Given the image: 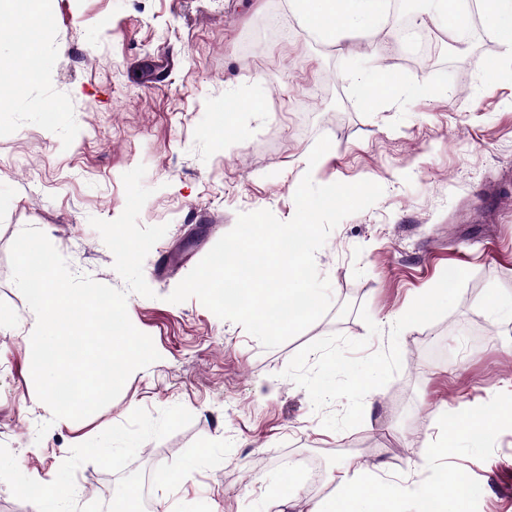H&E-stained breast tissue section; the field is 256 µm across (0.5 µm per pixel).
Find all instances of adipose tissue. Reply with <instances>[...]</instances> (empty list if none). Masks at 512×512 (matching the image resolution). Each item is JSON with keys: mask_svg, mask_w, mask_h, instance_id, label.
<instances>
[{"mask_svg": "<svg viewBox=\"0 0 512 512\" xmlns=\"http://www.w3.org/2000/svg\"><path fill=\"white\" fill-rule=\"evenodd\" d=\"M291 10L319 36L330 43L369 41L381 23L389 0H288ZM46 0H0V9H13L16 17L11 41L12 58L18 81L33 72L31 63L39 59V45L30 34L28 20L44 12ZM360 102L368 108L391 102L404 95L418 96L425 89L422 81L408 84L396 74L381 67L351 76ZM512 418V403L502 405L500 414L488 417L478 413L440 411L438 421L445 438L432 446L433 455L451 457L460 442L478 445L491 438L505 418ZM413 496L406 481L379 476L362 477L358 470L344 469L336 478V494L321 504L318 512H400L407 497ZM456 473L446 474L443 483L429 494L415 498V512H448L450 506H461L468 498Z\"/></svg>", "mask_w": 512, "mask_h": 512, "instance_id": "obj_1", "label": "adipose tissue"}]
</instances>
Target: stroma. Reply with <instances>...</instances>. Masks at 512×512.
I'll use <instances>...</instances> for the list:
<instances>
[{
	"label": "stroma",
	"mask_w": 512,
	"mask_h": 512,
	"mask_svg": "<svg viewBox=\"0 0 512 512\" xmlns=\"http://www.w3.org/2000/svg\"><path fill=\"white\" fill-rule=\"evenodd\" d=\"M408 5L391 0L376 58L321 40L287 0H52L32 28L36 75L0 112V512H34L19 487L51 473L70 484L64 512H114L113 488L145 470L166 475L151 487L157 512H280L271 491L288 478L291 512H317L354 446L369 449V471L421 494L453 467L473 489L466 512H512V427L447 462L429 449L441 409L491 414L512 399L500 308L512 298V58L480 22L465 44L438 29L421 67L398 35V19L415 23ZM272 14L288 42L261 32ZM393 58L427 92L364 108L348 74ZM481 58L498 61V79ZM228 96L263 109L219 131L213 108ZM323 135L332 146L309 169ZM140 164L152 195L138 222L168 230L143 262L154 295L128 292L127 313L160 358L96 413L53 419L31 376L34 315L12 281V242L36 227L74 274L125 290L89 220L123 212L122 176ZM307 173L384 189L316 253L332 294L321 319L267 349L197 298L168 302L238 214L290 220ZM371 369L366 394L356 379Z\"/></svg>",
	"instance_id": "1"
}]
</instances>
